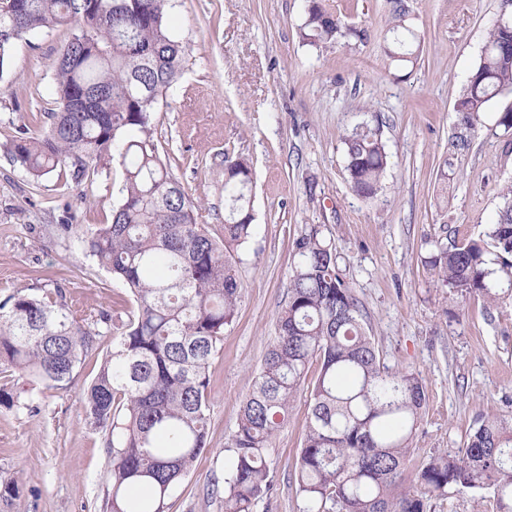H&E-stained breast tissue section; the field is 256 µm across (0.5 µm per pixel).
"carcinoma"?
Masks as SVG:
<instances>
[{
	"label": "carcinoma",
	"instance_id": "carcinoma-1",
	"mask_svg": "<svg viewBox=\"0 0 512 512\" xmlns=\"http://www.w3.org/2000/svg\"><path fill=\"white\" fill-rule=\"evenodd\" d=\"M170 0H0V77L14 45L64 29L54 60L56 108L32 117L36 136L12 140V161L40 178L81 180L116 162L122 169L112 221L84 238L88 252L121 280L136 303L86 396V417L109 430L110 512H165L172 489L206 447L208 368L236 319L242 285L234 251L253 236L252 170L224 156L221 236L197 223V202L174 178L154 141L155 106L173 87L185 49L172 33ZM301 38L309 45L368 39L309 0ZM386 53L416 61L420 41L405 0H391ZM512 93V23L496 18L455 103L471 128L495 98ZM352 189L380 188L389 155L378 130L344 138ZM292 275L274 336L228 440L224 512H257L274 490L271 443L308 371L310 416L294 482L303 512H427L428 494L488 492L512 512V421H482L458 453L422 462L421 489L404 487L413 433L426 407L417 376L392 371L368 335L339 273L336 248L313 228L292 243ZM429 264L442 285L487 303L512 300V187L497 220L477 238L435 242ZM100 330H91L61 288L17 291L0 304V370L56 387L68 382ZM0 404L34 411L35 399L0 388Z\"/></svg>",
	"mask_w": 512,
	"mask_h": 512
}]
</instances>
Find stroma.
I'll return each mask as SVG.
<instances>
[{
    "mask_svg": "<svg viewBox=\"0 0 512 512\" xmlns=\"http://www.w3.org/2000/svg\"><path fill=\"white\" fill-rule=\"evenodd\" d=\"M343 23L368 29L350 46L303 43L308 0H175L174 34L185 49L175 86L156 107L154 139L173 176L199 203L198 221L224 222V158L252 169L255 234L241 249L242 297L209 367V433L166 512H224V479L237 425L285 300L292 241L319 228L358 301L385 364L419 378L427 399L406 470L435 452H457L483 419L512 417V301L497 305L441 286L424 260L431 240L478 237L512 185V135L497 98L475 127L454 109L500 0H408L421 38L413 65L385 53L388 0H321ZM67 36L40 32L16 43L0 76V302L15 291L62 288L96 322L127 321L130 291L85 249L87 231L109 222L122 169L82 182L55 172L34 178L12 162L20 129L54 107L52 63ZM378 129L390 164L373 198L356 194L343 138ZM470 146L452 147L459 132ZM70 225L62 233L61 225ZM112 346L100 337L70 381L42 389L39 408L0 405V512H104L112 491L106 432L84 420L85 394ZM309 414L300 392L273 441L275 491L261 512H302L294 471ZM493 496H430L427 512H496Z\"/></svg>",
    "mask_w": 512,
    "mask_h": 512,
    "instance_id": "stroma-1",
    "label": "stroma"
}]
</instances>
